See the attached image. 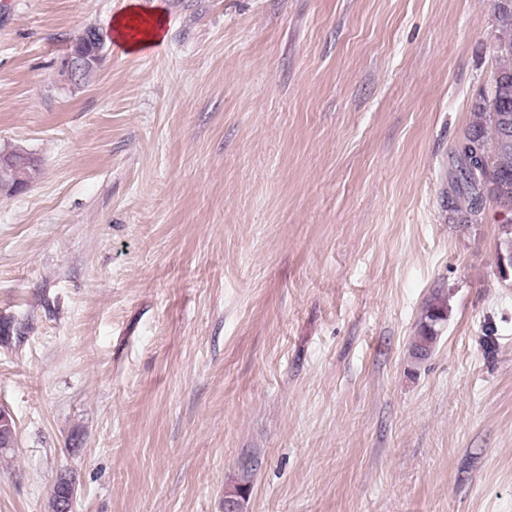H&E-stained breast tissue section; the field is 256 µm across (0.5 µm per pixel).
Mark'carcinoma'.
Returning <instances> with one entry per match:
<instances>
[{
  "label": "carcinoma",
  "instance_id": "1",
  "mask_svg": "<svg viewBox=\"0 0 512 512\" xmlns=\"http://www.w3.org/2000/svg\"><path fill=\"white\" fill-rule=\"evenodd\" d=\"M497 24L501 36L497 50V72L503 84L491 88L473 105L463 140L470 144L471 156L457 157V170L443 208L454 224H477L483 219L478 210L480 199L509 208L502 225L501 256L512 261V0H498ZM448 303L436 293L427 304L419 324L413 357H426L436 342L440 325L447 319ZM259 458L249 455L238 462L237 473L227 497L246 501ZM73 497L71 477L61 476L51 492L52 512H64L65 502Z\"/></svg>",
  "mask_w": 512,
  "mask_h": 512
}]
</instances>
